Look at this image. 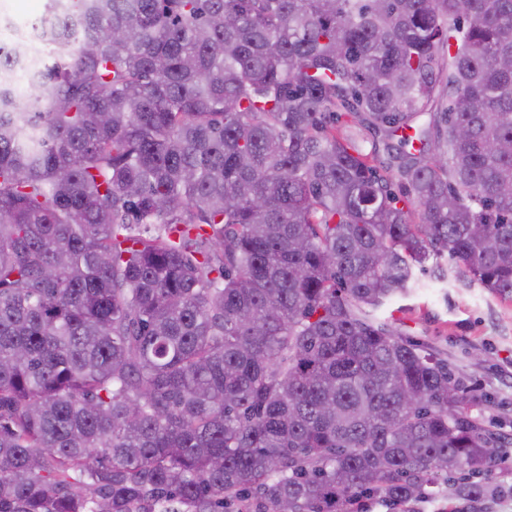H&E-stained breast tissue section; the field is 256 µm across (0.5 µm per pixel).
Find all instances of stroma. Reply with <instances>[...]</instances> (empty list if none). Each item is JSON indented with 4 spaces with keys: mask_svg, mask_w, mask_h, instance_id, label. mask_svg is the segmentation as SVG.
<instances>
[{
    "mask_svg": "<svg viewBox=\"0 0 512 512\" xmlns=\"http://www.w3.org/2000/svg\"><path fill=\"white\" fill-rule=\"evenodd\" d=\"M46 0H0V42L28 39L30 23ZM422 286L383 311L410 339L444 353L456 375L465 377L488 400L472 415L512 433V301L481 288L422 276Z\"/></svg>",
    "mask_w": 512,
    "mask_h": 512,
    "instance_id": "stroma-1",
    "label": "stroma"
}]
</instances>
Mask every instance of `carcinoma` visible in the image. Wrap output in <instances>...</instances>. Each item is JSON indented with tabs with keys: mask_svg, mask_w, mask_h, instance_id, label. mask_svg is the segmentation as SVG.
Masks as SVG:
<instances>
[{
	"mask_svg": "<svg viewBox=\"0 0 512 512\" xmlns=\"http://www.w3.org/2000/svg\"><path fill=\"white\" fill-rule=\"evenodd\" d=\"M0 47V512H353L512 459L376 312L512 300V0H48ZM381 139L365 150L343 115Z\"/></svg>",
	"mask_w": 512,
	"mask_h": 512,
	"instance_id": "1",
	"label": "carcinoma"
}]
</instances>
